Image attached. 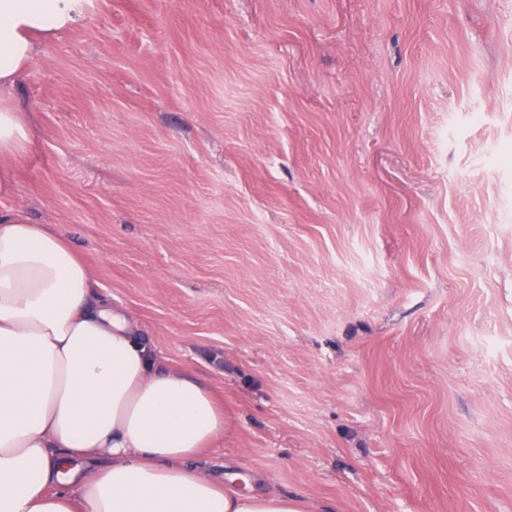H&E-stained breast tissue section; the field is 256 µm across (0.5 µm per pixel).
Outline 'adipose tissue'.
<instances>
[{"mask_svg":"<svg viewBox=\"0 0 512 512\" xmlns=\"http://www.w3.org/2000/svg\"><path fill=\"white\" fill-rule=\"evenodd\" d=\"M84 0H0V198L33 144L12 91ZM53 227L0 211V512H312L289 494L224 487L195 468L224 414L95 297Z\"/></svg>","mask_w":512,"mask_h":512,"instance_id":"1","label":"adipose tissue"}]
</instances>
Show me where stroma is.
Listing matches in <instances>:
<instances>
[{"label":"stroma","mask_w":512,"mask_h":512,"mask_svg":"<svg viewBox=\"0 0 512 512\" xmlns=\"http://www.w3.org/2000/svg\"><path fill=\"white\" fill-rule=\"evenodd\" d=\"M22 210L317 512H512V0H87Z\"/></svg>","instance_id":"obj_1"}]
</instances>
